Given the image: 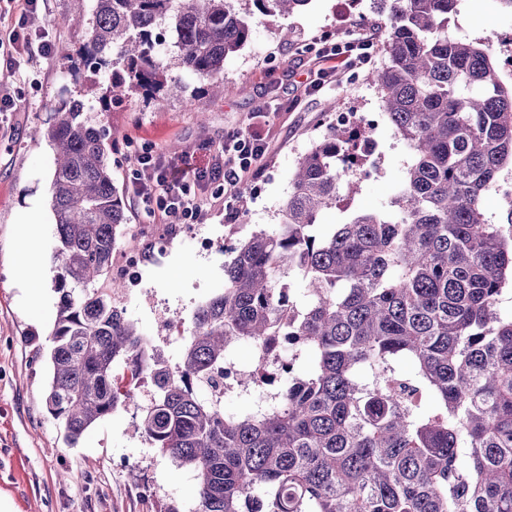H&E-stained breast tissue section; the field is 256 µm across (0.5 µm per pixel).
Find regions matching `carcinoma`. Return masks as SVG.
Listing matches in <instances>:
<instances>
[{"mask_svg": "<svg viewBox=\"0 0 512 512\" xmlns=\"http://www.w3.org/2000/svg\"><path fill=\"white\" fill-rule=\"evenodd\" d=\"M85 25L67 71L84 70L108 109L176 96L175 65L224 87V61L253 26L311 0H77ZM388 64L368 74L409 147L387 207L321 227L356 182L362 134L333 127L297 161L276 230L238 241L224 289L199 304L176 363L144 351L120 308L122 285L96 284L126 224L107 138L62 98L43 137L54 152L58 294L49 340L48 414L73 445L122 405L137 431L196 482L195 512H512V212L491 223L484 198L512 166V83L491 48L448 35L458 0H382ZM307 284L302 303L286 280ZM292 337L275 402L238 414L196 384L218 385L242 342ZM119 364H133L127 389ZM153 391L137 401L140 376Z\"/></svg>", "mask_w": 512, "mask_h": 512, "instance_id": "cac0c4a2", "label": "carcinoma"}]
</instances>
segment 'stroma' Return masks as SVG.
I'll return each instance as SVG.
<instances>
[{"label": "stroma", "mask_w": 512, "mask_h": 512, "mask_svg": "<svg viewBox=\"0 0 512 512\" xmlns=\"http://www.w3.org/2000/svg\"><path fill=\"white\" fill-rule=\"evenodd\" d=\"M344 2L312 0L304 12L282 18L280 24L296 32L295 42L289 44L276 37L280 24H258L251 41L225 61L227 90L214 96L206 123H199L187 99L176 97L147 102L138 98L91 114L122 142L111 156L112 178L127 215L125 235L112 253L116 265L130 237L148 221L142 204L134 199L132 173L140 154L155 152L183 170L200 145L221 144L249 122L262 129L269 144L262 171L256 183L244 187L237 213L225 214L223 196L205 192V220L198 235L210 237L212 247L200 249L198 235H187L160 255L146 257L140 288L121 302L127 317L145 335L155 337L168 359H177L195 308L224 286L222 242L229 228H236L242 238L260 229L275 230L298 158L335 125L337 113L370 116L374 124L367 133L378 148L362 170L358 194L327 210L323 223H342L354 210H382L399 187L408 149L366 75L299 95L294 104L283 82L288 72L308 69V57L298 53L302 45L326 32L345 38L360 21L371 27L382 23L380 0H357L351 8ZM77 9L74 0H47L46 11L32 17L30 25L32 31L50 32L58 56L34 59L26 82H4L15 106L0 112V512H161L167 504L193 512L192 476L142 438L126 413L99 422L71 446L44 404L47 337L57 303L54 218L48 201L53 155L47 143L32 142L29 132L33 126L48 125L50 108L60 97L88 100L96 93L84 74H67L60 58L61 52H75L82 41V31L69 23ZM451 24L461 37L492 45L496 33H512V12L500 8L497 0H459ZM273 99L279 103L277 110L266 109V102ZM35 204L43 210L36 241L43 297L31 302L18 267L17 225ZM120 456L131 460L130 468H113V459Z\"/></svg>", "instance_id": "1"}]
</instances>
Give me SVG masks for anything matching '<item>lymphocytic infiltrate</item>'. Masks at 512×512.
<instances>
[{
	"label": "lymphocytic infiltrate",
	"instance_id": "lymphocytic-infiltrate-1",
	"mask_svg": "<svg viewBox=\"0 0 512 512\" xmlns=\"http://www.w3.org/2000/svg\"><path fill=\"white\" fill-rule=\"evenodd\" d=\"M41 0H13L15 19L0 34V74L21 80L27 74L32 54L50 58L56 45L48 37L33 40L27 17L38 10ZM303 54L312 62L307 91L320 90L325 84L339 83L372 65L376 52L375 36L336 41L322 36L304 45ZM268 144L261 131L248 123L229 135L211 151L205 166L192 172H178L165 167L159 156L143 153L133 179L135 194L147 215L157 224L199 223L202 208L195 187H216L225 197L236 199L241 189L261 172V162Z\"/></svg>",
	"mask_w": 512,
	"mask_h": 512
}]
</instances>
